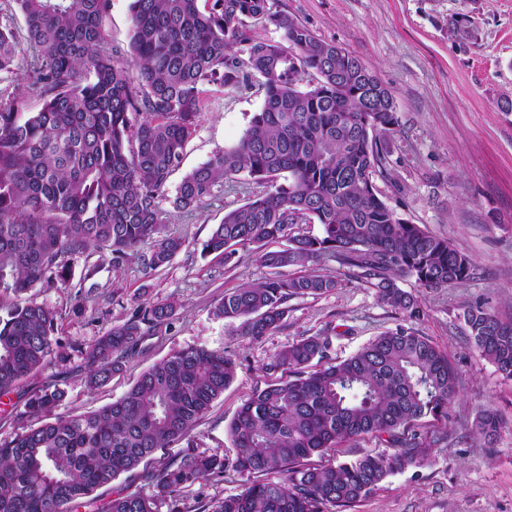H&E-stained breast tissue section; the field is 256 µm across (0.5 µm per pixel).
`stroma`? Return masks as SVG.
Masks as SVG:
<instances>
[{
  "label": "stroma",
  "mask_w": 512,
  "mask_h": 512,
  "mask_svg": "<svg viewBox=\"0 0 512 512\" xmlns=\"http://www.w3.org/2000/svg\"><path fill=\"white\" fill-rule=\"evenodd\" d=\"M276 11L305 25L318 38L346 49L394 94L399 125L385 135L388 163L372 180L397 215L448 238L475 264L469 281L454 288H423L413 277L398 284L416 298L420 316L381 302L377 290L352 268L331 261L322 271L333 291L290 298L280 328L257 340L231 335L215 308L225 293L259 282L266 274L246 251L231 261L201 252L225 211L261 192L246 175L215 191L190 214L162 201L166 234L184 248L157 269L138 260L112 265L109 255L74 259L69 289L46 284L26 293L57 313L54 335L63 344L88 345L134 310L177 302L166 332L146 337L142 353L102 387L88 388L86 363L72 353L66 366H47L0 395V438L21 431L16 417L25 398L59 381L65 415L97 410L120 397L152 363L188 346L224 348L237 360L234 380L193 432L197 451L224 456L220 481L203 479L184 493L188 506L237 493L247 477L232 466L235 452L226 425L244 397L263 386V369L278 349L334 328L333 354L343 358L380 332L413 327L447 354L457 372V397L446 430L448 443L387 478L346 512H512V378L480 356L468 336L465 311L483 304L512 317V0H273ZM202 110L180 172L237 143L263 102L259 87H202ZM490 404L503 415L495 447L474 434L477 411Z\"/></svg>",
  "instance_id": "1"
}]
</instances>
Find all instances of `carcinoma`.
<instances>
[{"label":"carcinoma","mask_w":512,"mask_h":512,"mask_svg":"<svg viewBox=\"0 0 512 512\" xmlns=\"http://www.w3.org/2000/svg\"><path fill=\"white\" fill-rule=\"evenodd\" d=\"M31 50L23 76L39 99L0 100V393L54 362L70 360L53 338L56 311L29 302L4 305L44 283L71 287L70 262L89 251L118 266L146 269L171 261L185 240L163 230L160 202L183 160L201 110V86L238 90L258 81L264 99L238 143L186 173L171 199L189 213L242 173L266 185L224 213L202 252L229 261L239 246L267 269L258 283L224 294L215 315L232 335L257 339L281 327L294 296L336 288L288 266L329 260L355 268L383 303L418 318L413 295L470 279L471 258L444 237L399 218L372 174L386 167L380 136L399 125L392 91L345 49L272 11L271 0H131L129 50L108 43L110 0H14ZM282 30L289 49L247 34L246 22ZM244 46L246 57L235 47ZM18 37L0 20V75L15 74ZM318 75L299 87L300 77ZM288 174V183L279 179ZM315 222L320 233L296 231ZM287 242L282 249L267 246ZM152 244L150 254L141 247ZM174 302L149 305L85 347L87 383L105 384L142 352L145 337L171 324ZM480 355L512 378V318L481 304L464 314ZM332 332L274 352L268 374L288 373L249 394L228 425L233 467L252 477L239 493L211 499L202 512H335L372 495L388 476L415 465L447 439L429 430L448 422L455 371L411 327L381 332L343 359L331 356ZM224 349L186 347L148 367L118 399L98 410L61 415L66 397L48 383L29 394L21 419L37 426L0 439V512H74L96 491L139 471L151 491L128 489L101 512H188L183 493L206 477L221 480L217 454H166L191 433L236 375ZM502 422L486 406L477 417L483 445L495 447ZM387 436L388 449L335 466L307 464L338 443ZM162 456H157V453ZM158 461L152 469L148 464Z\"/></svg>","instance_id":"carcinoma-1"}]
</instances>
